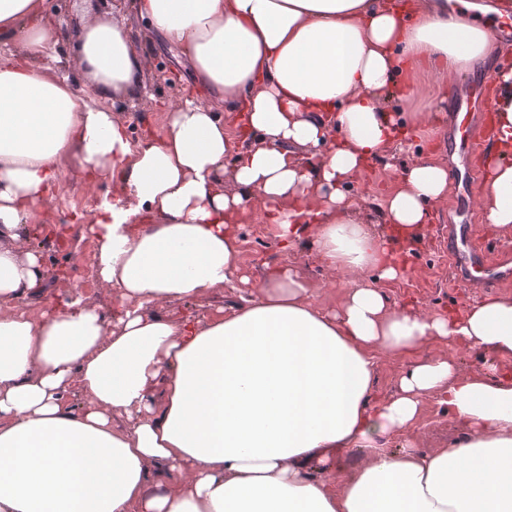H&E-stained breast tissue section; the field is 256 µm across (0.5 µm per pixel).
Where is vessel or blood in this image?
<instances>
[{
	"label": "vessel or blood",
	"instance_id": "1",
	"mask_svg": "<svg viewBox=\"0 0 512 512\" xmlns=\"http://www.w3.org/2000/svg\"><path fill=\"white\" fill-rule=\"evenodd\" d=\"M480 106L478 94L469 92L457 99L448 114V136L461 160L460 167L453 170L458 221L448 227V268L456 282L488 288L512 280V263L497 260L469 222V189L479 174L468 160L482 145Z\"/></svg>",
	"mask_w": 512,
	"mask_h": 512
}]
</instances>
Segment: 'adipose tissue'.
Instances as JSON below:
<instances>
[{
    "label": "adipose tissue",
    "instance_id": "ef3b65f1",
    "mask_svg": "<svg viewBox=\"0 0 512 512\" xmlns=\"http://www.w3.org/2000/svg\"><path fill=\"white\" fill-rule=\"evenodd\" d=\"M42 11L0 0V512H512V298L427 312L381 289L406 271L393 238H422L451 188L423 152L392 162L428 126L388 110L404 84L443 92L489 63L474 204L512 233V53L448 0H120L108 15L78 0L68 35ZM134 17L209 93L137 142L106 106L141 90ZM73 154L112 185L90 226L112 317L79 297L22 305L44 266L19 244ZM375 161L392 185L365 203L350 187ZM255 218L339 277V299L287 265L245 274ZM218 287L239 300L204 319L152 311ZM423 343L482 351L487 370L423 356L372 401L380 357ZM432 399L462 435L424 452L412 436ZM351 450L363 463L337 473Z\"/></svg>",
    "mask_w": 512,
    "mask_h": 512
}]
</instances>
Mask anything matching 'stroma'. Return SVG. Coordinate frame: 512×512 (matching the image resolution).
I'll use <instances>...</instances> for the list:
<instances>
[{"label":"stroma","instance_id":"1","mask_svg":"<svg viewBox=\"0 0 512 512\" xmlns=\"http://www.w3.org/2000/svg\"><path fill=\"white\" fill-rule=\"evenodd\" d=\"M130 25L138 44L150 55L151 62L143 76V88L138 96H122L110 101L109 109L125 121L132 139L143 134L160 133L166 121L169 105L192 97L205 100L206 94L195 84L189 66L178 63L174 49L167 44L150 41L144 20L131 19ZM411 108L428 113L431 122V137L424 141L439 161L452 163L450 142L443 134L448 118V104L431 95L429 87L419 88L410 101ZM61 195L51 205L45 206L43 221L55 224L61 212H69L68 244L43 251L44 265L48 277L36 294L27 297L25 305L39 311L47 302H63L72 294H81L86 303L112 310V292L99 286L94 275L93 236L89 224L96 205L112 192L109 182L86 186L77 158H70L62 175ZM452 218L449 203L435 208V217L427 227L421 243L411 245L405 253L408 270L398 281L387 284L384 293L390 304L411 303L419 308L435 311L461 308L489 294L512 298V284L489 290H472L456 284L448 272V255L444 245L448 239V224ZM254 224L242 225L240 230V258L244 269L260 274L263 263L290 264L301 268L308 280L317 287L326 289L329 297H338L341 288L334 284L328 274L311 255L303 251H283L269 232H262L261 243H253ZM234 291L218 288L207 298L186 303L173 300L157 306L156 311L164 316L178 319L186 315L204 317L219 306L237 302ZM460 435L447 413L441 412L436 402H429L424 419L415 432V443L421 450L445 447L449 440Z\"/></svg>","mask_w":512,"mask_h":512}]
</instances>
